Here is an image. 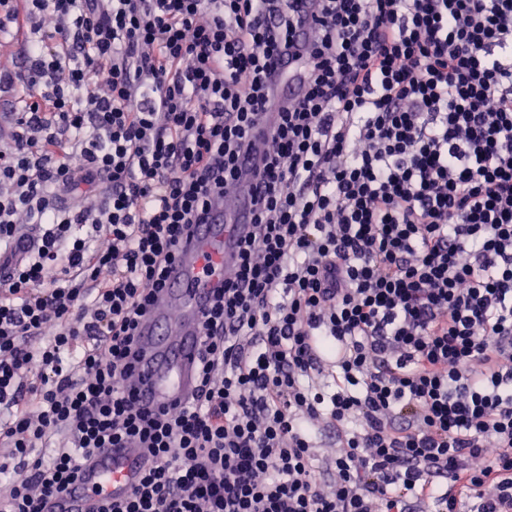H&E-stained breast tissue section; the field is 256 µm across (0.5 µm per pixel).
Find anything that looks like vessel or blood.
Here are the masks:
<instances>
[{
    "label": "vessel or blood",
    "instance_id": "obj_1",
    "mask_svg": "<svg viewBox=\"0 0 512 512\" xmlns=\"http://www.w3.org/2000/svg\"><path fill=\"white\" fill-rule=\"evenodd\" d=\"M283 80L275 91L291 101L300 93L291 63L279 62ZM275 116L266 113L252 132L255 152L242 157L243 176L233 194L212 210L208 223L195 225L173 266L165 287L140 326L139 355L130 381L138 405L158 410L184 401L194 387L203 312L213 291L223 287L236 263L237 243L249 230L252 199L262 184L254 171L267 148ZM138 448H108L89 456L78 480L66 494L51 499L48 512H106L124 498L149 469Z\"/></svg>",
    "mask_w": 512,
    "mask_h": 512
}]
</instances>
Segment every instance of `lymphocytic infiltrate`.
I'll return each mask as SVG.
<instances>
[{
	"instance_id": "obj_1",
	"label": "lymphocytic infiltrate",
	"mask_w": 512,
	"mask_h": 512,
	"mask_svg": "<svg viewBox=\"0 0 512 512\" xmlns=\"http://www.w3.org/2000/svg\"><path fill=\"white\" fill-rule=\"evenodd\" d=\"M15 2L0 512L131 445L154 466L111 512H512V0ZM264 112L198 392L143 410L140 321ZM278 68L280 70L276 79L275 91L280 101H291L298 98L300 93V82L296 67H292V62L278 61ZM283 73L288 74V77L281 80Z\"/></svg>"
}]
</instances>
